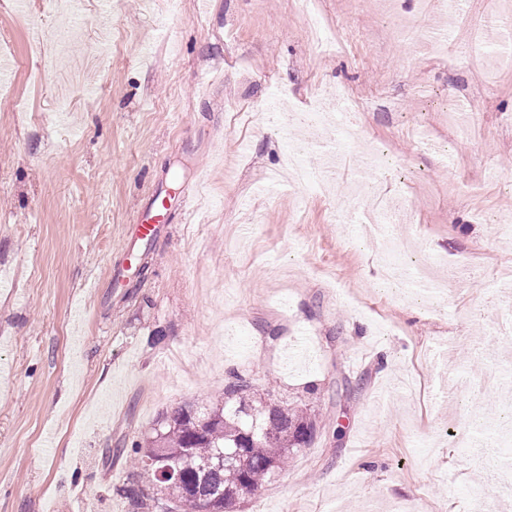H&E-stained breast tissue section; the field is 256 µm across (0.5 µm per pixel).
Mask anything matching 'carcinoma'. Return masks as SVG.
Masks as SVG:
<instances>
[{
    "mask_svg": "<svg viewBox=\"0 0 512 512\" xmlns=\"http://www.w3.org/2000/svg\"><path fill=\"white\" fill-rule=\"evenodd\" d=\"M224 400L180 407L127 453L133 471L121 492L131 512H226L281 472L289 456L307 446L316 421L299 409L246 400L247 382L230 374ZM147 476L153 493L138 478Z\"/></svg>",
    "mask_w": 512,
    "mask_h": 512,
    "instance_id": "carcinoma-1",
    "label": "carcinoma"
}]
</instances>
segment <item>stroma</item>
Returning <instances> with one entry per match:
<instances>
[{
  "mask_svg": "<svg viewBox=\"0 0 512 512\" xmlns=\"http://www.w3.org/2000/svg\"><path fill=\"white\" fill-rule=\"evenodd\" d=\"M497 2L464 0L438 54L396 28L417 0H317L330 51L293 0H0V512H130L109 449L234 372L323 419L233 512H512L477 503L485 466L457 445L506 415L463 357L512 386V48L491 76L455 48L500 42ZM341 88L363 111L318 132L257 119ZM374 184L410 203L404 264L440 262L447 291L387 286L352 221ZM166 206L163 201L147 217L137 219L138 224H133L134 233L141 239L148 240L157 235L161 225L165 222Z\"/></svg>",
  "mask_w": 512,
  "mask_h": 512,
  "instance_id": "obj_1",
  "label": "stroma"
}]
</instances>
